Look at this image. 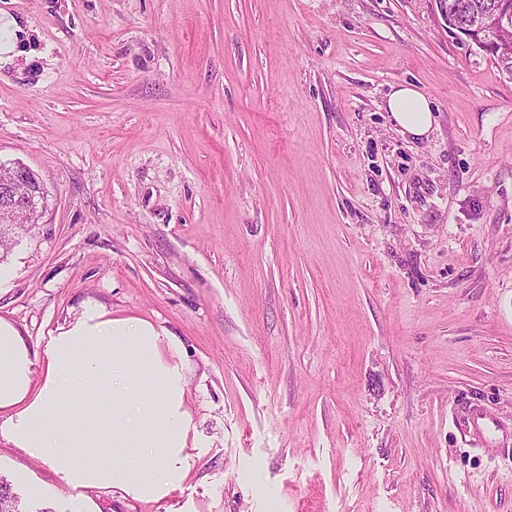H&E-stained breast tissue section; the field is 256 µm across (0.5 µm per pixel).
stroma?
<instances>
[{"instance_id":"1","label":"stroma","mask_w":512,"mask_h":512,"mask_svg":"<svg viewBox=\"0 0 512 512\" xmlns=\"http://www.w3.org/2000/svg\"><path fill=\"white\" fill-rule=\"evenodd\" d=\"M0 319L83 311L186 380L189 470L86 490L0 437L21 512H512V79L444 0H0ZM433 105L401 135L392 86ZM478 405L502 425L464 433ZM2 170H8L11 177L3 181L0 180V195L9 201L11 209L28 219V223L26 224L39 223L43 213L37 211V209H35L36 205H33L32 189L30 188L29 191L21 195L17 194L14 189L15 182L25 180V175L30 171V168L20 163H13L12 166L3 167L1 171ZM2 197L0 207L3 205ZM35 212H38L37 217H35ZM32 219H34V222H30Z\"/></svg>"}]
</instances>
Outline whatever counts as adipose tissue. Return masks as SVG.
Wrapping results in <instances>:
<instances>
[{
  "label": "adipose tissue",
  "instance_id": "adipose-tissue-1",
  "mask_svg": "<svg viewBox=\"0 0 512 512\" xmlns=\"http://www.w3.org/2000/svg\"><path fill=\"white\" fill-rule=\"evenodd\" d=\"M386 109L401 134L421 138L433 128L429 99L411 85L393 87ZM45 361L44 379L33 385L29 349L0 319V412L11 413L1 435L56 465L76 487H119L152 500L180 485L190 426L186 382L161 357L150 323L85 312L51 338ZM71 402L80 418L56 420V410ZM81 448L104 454L89 464Z\"/></svg>",
  "mask_w": 512,
  "mask_h": 512
}]
</instances>
